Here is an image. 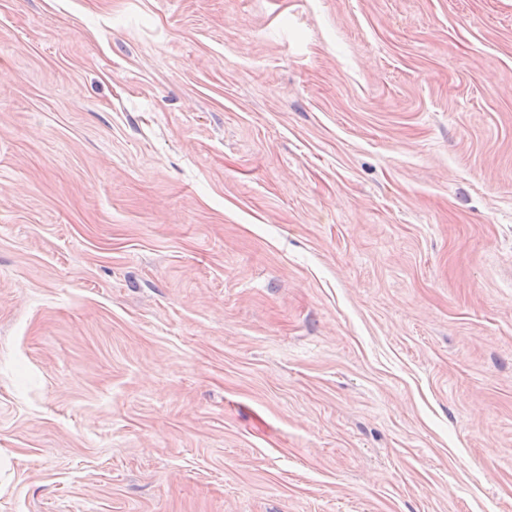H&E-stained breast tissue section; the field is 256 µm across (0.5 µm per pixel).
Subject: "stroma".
<instances>
[{"mask_svg":"<svg viewBox=\"0 0 512 512\" xmlns=\"http://www.w3.org/2000/svg\"><path fill=\"white\" fill-rule=\"evenodd\" d=\"M0 512H512V0H0Z\"/></svg>","mask_w":512,"mask_h":512,"instance_id":"stroma-1","label":"stroma"}]
</instances>
